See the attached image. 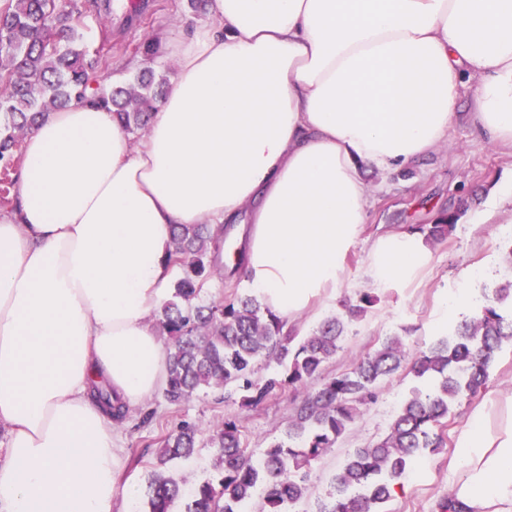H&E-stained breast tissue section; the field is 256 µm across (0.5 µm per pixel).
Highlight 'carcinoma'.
Returning <instances> with one entry per match:
<instances>
[{
	"label": "carcinoma",
	"mask_w": 512,
	"mask_h": 512,
	"mask_svg": "<svg viewBox=\"0 0 512 512\" xmlns=\"http://www.w3.org/2000/svg\"><path fill=\"white\" fill-rule=\"evenodd\" d=\"M110 12V3L95 0H5L0 6V173L20 175L22 143L27 133L51 111L72 104L108 107L129 134H143L153 103L161 94L154 72L145 69L123 84L96 73L109 66L91 50L85 19L93 10ZM458 215L440 212L417 230L427 239H447ZM224 229L210 224L174 227L166 265L178 270L172 293L157 315L159 333L167 337L166 401L180 404L208 388L239 395L245 407L258 406L285 388L297 389L322 380L318 389L295 404L285 439L255 458L246 453L234 415L210 440L218 457V473L186 493L182 479L153 471L148 479V512H173L187 499L185 512H242L258 502L259 512H300L309 496L315 465L335 447L362 411L375 403L379 384L403 364L422 383L400 405L386 434L349 454L334 478L335 493L315 512H386L392 489L410 461L429 449L443 447L437 432L452 404L462 395L475 397L489 384V369L503 346H512V280L485 296L473 316L461 321L453 335L428 351L412 355L404 338L390 336L361 356L345 372L324 376L336 357L349 322L374 307L377 296L361 290L343 305V313L324 320L300 339L284 330L282 320L253 294L224 301L205 300L201 291L215 277ZM275 361L280 371L255 380L258 365ZM115 423L125 419L110 392H94ZM196 425L185 422L162 438L161 465L191 456L198 447Z\"/></svg>",
	"instance_id": "carcinoma-1"
}]
</instances>
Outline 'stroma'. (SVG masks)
<instances>
[{
	"label": "stroma",
	"instance_id": "stroma-1",
	"mask_svg": "<svg viewBox=\"0 0 512 512\" xmlns=\"http://www.w3.org/2000/svg\"><path fill=\"white\" fill-rule=\"evenodd\" d=\"M142 2V11L131 20L124 12L113 11L108 23L110 39L101 38L97 23L89 25L92 47L104 48L112 57L113 81L133 77L129 63L136 57V47L154 37L160 28L176 30L206 18L203 10L190 7L189 0ZM471 107L468 97H460L447 142L429 156L396 172L363 169L369 189L364 234L349 252L342 284L318 307L314 317L298 320V335L308 334L320 320L341 313L344 301L354 297L357 290L367 288L365 262L369 243L376 235L389 229L408 230L432 223L435 214L442 210L457 211L459 219L450 237L431 243L433 264L418 286L378 292L377 304L349 323L341 351L326 367L327 375L347 371L355 357L373 351L389 336L406 337L410 353L428 350L452 334L457 325L453 319L444 326L438 323L448 293L466 288L478 298L512 278V208L500 206L497 198L499 187L512 182V146L480 144L468 119ZM417 385V380L404 368L383 382L376 404L362 412L316 465L311 480L312 503L328 501L332 478L348 454L382 436L396 409ZM318 386L314 380L307 388L284 391L250 408L225 399L223 390L213 388L177 405L157 393L130 409L118 430L119 444L126 455L123 478L136 488L127 512H144L148 474L161 438L180 422H194L200 427V444L194 455L171 464L186 485L193 486L215 473L216 456L208 440L225 415L238 417L243 446L247 452L256 454L282 436L294 401ZM472 404V398L467 396L453 404L442 427L445 448L415 458L400 480L401 491L387 503V512H441L439 503L452 487L449 463L455 455V433L465 425Z\"/></svg>",
	"mask_w": 512,
	"mask_h": 512
}]
</instances>
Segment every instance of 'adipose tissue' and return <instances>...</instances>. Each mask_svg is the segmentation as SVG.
Wrapping results in <instances>:
<instances>
[{
    "label": "adipose tissue",
    "mask_w": 512,
    "mask_h": 512,
    "mask_svg": "<svg viewBox=\"0 0 512 512\" xmlns=\"http://www.w3.org/2000/svg\"><path fill=\"white\" fill-rule=\"evenodd\" d=\"M176 73L140 140L103 107L50 112L24 142L20 209L0 212V512H115L122 450L93 397L162 389L151 317L176 224H232L249 289L281 319L330 298L368 220L363 167L447 142L461 89L483 142L512 144V0H208L160 30ZM417 232L372 243L374 288L419 282ZM454 500L512 512V393L456 435Z\"/></svg>",
    "instance_id": "1"
}]
</instances>
